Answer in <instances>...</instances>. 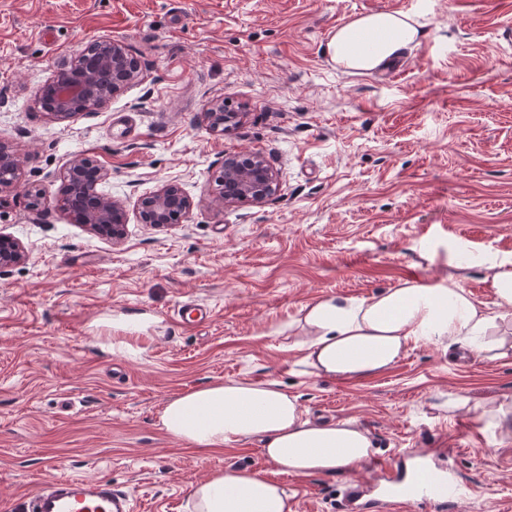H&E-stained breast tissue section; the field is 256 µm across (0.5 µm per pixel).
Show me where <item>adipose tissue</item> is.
I'll return each mask as SVG.
<instances>
[{"mask_svg": "<svg viewBox=\"0 0 512 512\" xmlns=\"http://www.w3.org/2000/svg\"><path fill=\"white\" fill-rule=\"evenodd\" d=\"M412 15L379 12L338 26L327 44L336 64L360 73L385 69L417 44ZM298 345L304 374L356 380L391 368L421 341L449 340L490 360L512 356V332L461 288L404 286L358 303L325 297L307 305ZM162 427L176 439L214 449L257 438L282 472L332 476L365 460L372 448L353 419L317 422L277 381L226 380L182 394L164 407ZM193 512H293L287 488L253 471L226 469L192 491Z\"/></svg>", "mask_w": 512, "mask_h": 512, "instance_id": "ef3b65f1", "label": "adipose tissue"}]
</instances>
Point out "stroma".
Masks as SVG:
<instances>
[{
	"mask_svg": "<svg viewBox=\"0 0 512 512\" xmlns=\"http://www.w3.org/2000/svg\"><path fill=\"white\" fill-rule=\"evenodd\" d=\"M379 11L422 26L399 70L333 63L336 26ZM103 40L126 45L139 78L103 110L56 121L43 90ZM216 98L240 114L222 133L203 119ZM0 144L21 164L0 189V233L26 253L0 272V508L70 475L112 480L134 512H192L196 484L239 468L284 484L293 512H344L366 464L285 474L259 439L204 450L160 425L192 389L274 379L311 418L356 419L390 467L450 449L439 465L474 487L450 512H512V433L439 408L511 397L512 357L422 341L388 372L340 382L301 374L294 345L321 297L458 286L497 310L484 261L512 256V0H0ZM238 152L278 173L263 205L215 201ZM79 155L126 206L121 242L60 203ZM168 181L192 211L142 223L140 197ZM187 300L211 319L180 322ZM124 317L145 324L128 331Z\"/></svg>",
	"mask_w": 512,
	"mask_h": 512,
	"instance_id": "1",
	"label": "stroma"
}]
</instances>
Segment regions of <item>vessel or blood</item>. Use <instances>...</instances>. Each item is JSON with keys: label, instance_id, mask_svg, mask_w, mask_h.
Wrapping results in <instances>:
<instances>
[{"label": "vessel or blood", "instance_id": "obj_1", "mask_svg": "<svg viewBox=\"0 0 512 512\" xmlns=\"http://www.w3.org/2000/svg\"><path fill=\"white\" fill-rule=\"evenodd\" d=\"M375 472L370 488L352 487L344 498L347 512H443L444 502L418 493L394 478L387 464L371 458ZM126 491L105 478H53L44 481L23 502L21 512H132Z\"/></svg>", "mask_w": 512, "mask_h": 512}]
</instances>
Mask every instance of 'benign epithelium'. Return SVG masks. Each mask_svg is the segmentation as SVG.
Masks as SVG:
<instances>
[{"mask_svg": "<svg viewBox=\"0 0 512 512\" xmlns=\"http://www.w3.org/2000/svg\"><path fill=\"white\" fill-rule=\"evenodd\" d=\"M96 51H83L69 66L58 69L50 89L51 105L45 106L57 120L67 121L77 112H98L105 108L124 86L138 78L139 67L119 41L95 44ZM210 129L222 132L237 115L224 111V99L211 101L204 112ZM20 164L7 149L0 148V187L12 185L18 178ZM106 176L88 157L75 159L63 176L62 199L76 201L79 220L107 230L112 238L123 236L126 210L116 200L98 192V181ZM277 173L258 153L224 157V171L219 179L217 201L222 204L261 205L276 186ZM194 203L177 186L166 184L140 198V213L147 224L156 226L180 223ZM25 258L23 249L0 239V270Z\"/></svg>", "mask_w": 512, "mask_h": 512, "instance_id": "1", "label": "benign epithelium"}]
</instances>
